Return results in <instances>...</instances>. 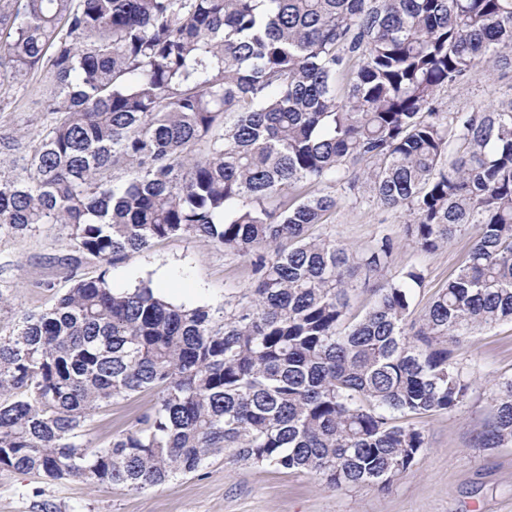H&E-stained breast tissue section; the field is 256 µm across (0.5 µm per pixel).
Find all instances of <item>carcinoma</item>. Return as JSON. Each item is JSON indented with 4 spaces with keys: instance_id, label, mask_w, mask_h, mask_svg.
<instances>
[{
    "instance_id": "cac0c4a2",
    "label": "carcinoma",
    "mask_w": 512,
    "mask_h": 512,
    "mask_svg": "<svg viewBox=\"0 0 512 512\" xmlns=\"http://www.w3.org/2000/svg\"><path fill=\"white\" fill-rule=\"evenodd\" d=\"M486 67L512 69V0H0V87L49 83L36 138L0 128V235L59 224L58 261L101 267L0 334V468L133 491L219 454L330 490L405 476L429 447L410 419L468 398L454 350L512 321V106L434 107ZM350 173L425 250L475 229L414 321L424 276L385 275L392 239L310 233ZM172 238L252 259L255 284L218 307L112 288ZM145 391L108 445L85 440ZM489 404L478 446L512 445V378ZM154 398L153 392H141L100 410L87 423L86 439L96 446L106 444L112 439V434L125 428L131 416L149 408Z\"/></svg>"
}]
</instances>
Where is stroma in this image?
<instances>
[{
	"mask_svg": "<svg viewBox=\"0 0 512 512\" xmlns=\"http://www.w3.org/2000/svg\"><path fill=\"white\" fill-rule=\"evenodd\" d=\"M45 84L39 75L24 91L0 88V126L35 136L39 121L31 102ZM509 102L512 72L494 69L437 94L442 112H479ZM338 194L335 214L330 223L317 226V233L356 250L391 237L396 243L391 273L413 265L425 277L413 302L414 312H421L464 264L472 228L462 229L448 245L425 252L406 235L409 211L380 206L359 185L339 188ZM65 236L53 224L0 236V291L11 298L10 311L0 313V329L10 330L22 313L50 306L75 278L97 276L98 264H86L74 273L58 263L66 252ZM111 278L119 290L151 283L164 289L173 304L186 306L237 300L256 281L249 259L186 239L129 253L113 265ZM455 359L472 382L469 398L453 412L418 419L429 446L412 471L385 490L364 486L333 491L312 474L285 473L219 455L200 473L140 492L0 469V512H512V445L486 450L475 440L490 418L495 382L512 377V323L476 332ZM153 402L152 392H141L100 410L87 424L88 439L96 446L106 444L131 416Z\"/></svg>",
	"mask_w": 512,
	"mask_h": 512,
	"instance_id": "1",
	"label": "stroma"
}]
</instances>
